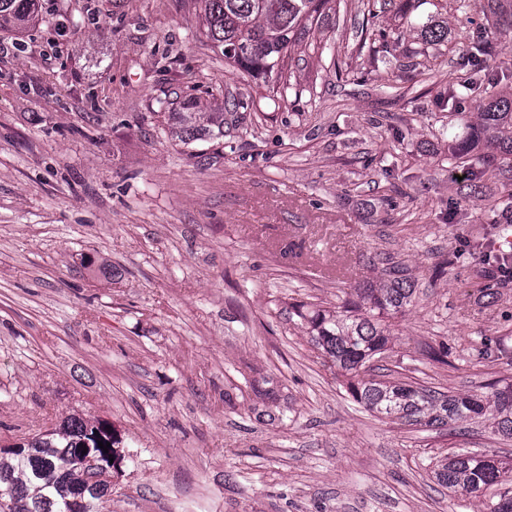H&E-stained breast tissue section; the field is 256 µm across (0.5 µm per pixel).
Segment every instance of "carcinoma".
I'll return each instance as SVG.
<instances>
[{"instance_id":"cac0c4a2","label":"carcinoma","mask_w":512,"mask_h":512,"mask_svg":"<svg viewBox=\"0 0 512 512\" xmlns=\"http://www.w3.org/2000/svg\"><path fill=\"white\" fill-rule=\"evenodd\" d=\"M205 17L204 35L220 50L224 61L256 75L271 76L281 66L303 22L324 0H197ZM33 0H0V29H23L34 22ZM185 111L168 119L179 141L187 146L224 137V113L209 112L201 99L190 95ZM477 127L494 159L512 168V98L498 97L478 105ZM415 288L392 267L377 288L362 289L359 301L330 312L319 310L310 318L312 340L343 375L348 390L367 411L408 425L441 427L475 418L494 419V432L512 440V383L487 396L445 394L421 385L377 380L364 376L367 361L384 352L389 343L388 319L412 306ZM108 423L77 415L28 441L23 454L0 456V512H64L74 494L85 492L89 512H103L106 493L84 490L88 486L80 466L83 444L92 442L100 457L106 453L98 441L111 438ZM438 484L479 499L482 512H512L502 503L503 490L512 489V460L494 456L449 453L431 461Z\"/></svg>"}]
</instances>
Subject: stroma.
Wrapping results in <instances>:
<instances>
[{
  "mask_svg": "<svg viewBox=\"0 0 512 512\" xmlns=\"http://www.w3.org/2000/svg\"><path fill=\"white\" fill-rule=\"evenodd\" d=\"M485 4L325 0L266 80L225 63L196 0H35L34 26L0 30V445L108 421L127 454L108 512H480L430 459L512 440L365 411L294 307L400 264L394 379L512 383V283L474 257L512 171L467 187L478 99L448 96L512 97V42L471 61ZM189 94L246 101L223 144L171 139Z\"/></svg>",
  "mask_w": 512,
  "mask_h": 512,
  "instance_id": "35a3bbf8",
  "label": "stroma"
}]
</instances>
